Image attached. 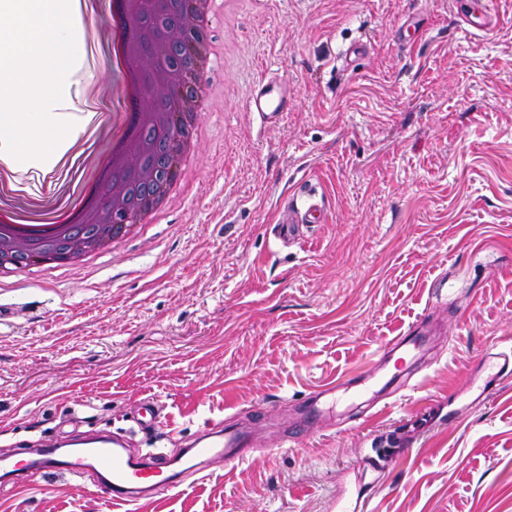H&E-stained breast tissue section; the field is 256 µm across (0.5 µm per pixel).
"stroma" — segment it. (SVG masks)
<instances>
[{"label": "stroma", "instance_id": "1", "mask_svg": "<svg viewBox=\"0 0 512 512\" xmlns=\"http://www.w3.org/2000/svg\"><path fill=\"white\" fill-rule=\"evenodd\" d=\"M238 0L194 158L156 223L79 266L0 277V456L61 421L177 450L229 423L252 457L136 512H336L353 466L386 461L368 512H512V0ZM359 55H347L351 43ZM293 103L262 122L261 79ZM308 181L327 221L284 245L277 221ZM426 322L412 388L300 422L326 382L375 369L384 343ZM489 386L482 401L467 378ZM165 408L155 434L132 419ZM298 439L283 446L291 425ZM0 512H124L71 477L0 484Z\"/></svg>", "mask_w": 512, "mask_h": 512}]
</instances>
